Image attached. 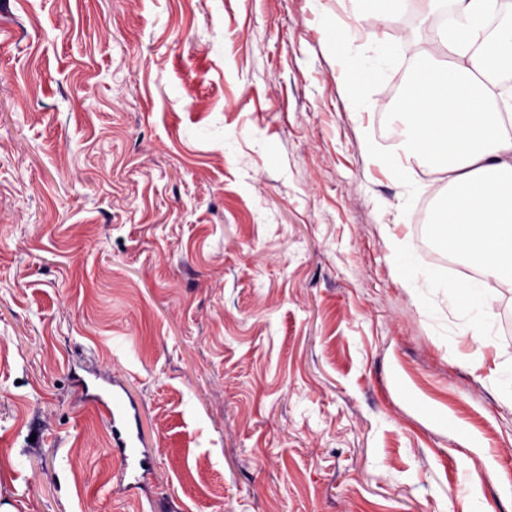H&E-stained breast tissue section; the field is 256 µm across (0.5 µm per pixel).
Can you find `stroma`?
Listing matches in <instances>:
<instances>
[{
  "label": "stroma",
  "mask_w": 512,
  "mask_h": 512,
  "mask_svg": "<svg viewBox=\"0 0 512 512\" xmlns=\"http://www.w3.org/2000/svg\"><path fill=\"white\" fill-rule=\"evenodd\" d=\"M372 0H0V512H512V353L447 280L430 160L404 192L385 117L437 19ZM387 40L364 81L339 56ZM363 99V109L348 105ZM124 383L131 485L73 380ZM377 7L374 9V19L384 26H391L399 23H410L415 20L416 15L412 9V0H377ZM394 261L398 271L403 276L406 284L410 288H418L422 279H430L420 266V260L413 251L398 249L394 253ZM490 381L495 391L503 399L512 401V356L505 357L491 372Z\"/></svg>",
  "instance_id": "obj_1"
}]
</instances>
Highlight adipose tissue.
I'll use <instances>...</instances> for the list:
<instances>
[{
    "instance_id": "adipose-tissue-1",
    "label": "adipose tissue",
    "mask_w": 512,
    "mask_h": 512,
    "mask_svg": "<svg viewBox=\"0 0 512 512\" xmlns=\"http://www.w3.org/2000/svg\"><path fill=\"white\" fill-rule=\"evenodd\" d=\"M428 2L451 6L439 34L456 54L417 63L403 112L406 151L432 156L448 174L449 195L432 219L434 243L482 270L483 281L449 283L448 295L466 300L464 324L486 343L495 334L489 312L496 300L486 281H512V135L503 128L512 112V0ZM492 14L500 18L495 32L476 42Z\"/></svg>"
}]
</instances>
